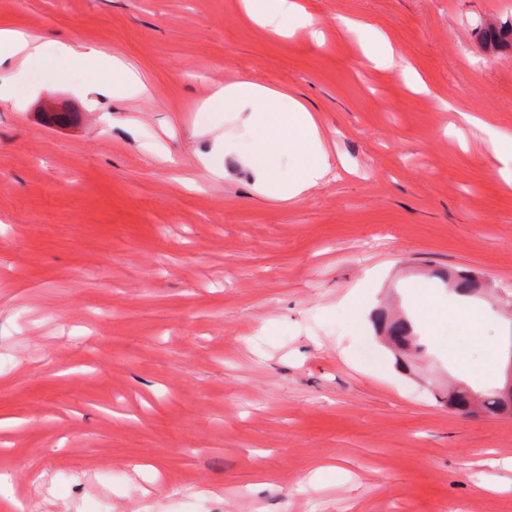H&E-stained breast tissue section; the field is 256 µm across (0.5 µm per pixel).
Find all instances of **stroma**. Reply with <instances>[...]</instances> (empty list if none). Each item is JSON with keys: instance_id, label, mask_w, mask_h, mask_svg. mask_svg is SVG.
<instances>
[{"instance_id": "stroma-1", "label": "stroma", "mask_w": 512, "mask_h": 512, "mask_svg": "<svg viewBox=\"0 0 512 512\" xmlns=\"http://www.w3.org/2000/svg\"><path fill=\"white\" fill-rule=\"evenodd\" d=\"M300 2L322 41L242 0H0V28L149 87L91 98L0 67V474L33 512H512V416L441 398L501 386L457 364L467 320L415 326L409 368L375 321L468 269L488 344L512 348V177L489 138H512V0ZM244 76L320 124L332 168L302 198L257 193L241 119L199 110ZM360 29L364 55L375 67L390 71L398 70L408 83L421 91L425 90V86L420 84L412 70L405 66L402 58L387 40L368 25H360Z\"/></svg>"}]
</instances>
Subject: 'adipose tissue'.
Returning <instances> with one entry per match:
<instances>
[{"instance_id": "adipose-tissue-1", "label": "adipose tissue", "mask_w": 512, "mask_h": 512, "mask_svg": "<svg viewBox=\"0 0 512 512\" xmlns=\"http://www.w3.org/2000/svg\"><path fill=\"white\" fill-rule=\"evenodd\" d=\"M249 13L274 31L307 28L310 16L297 0H246ZM360 39L365 57L375 67L401 71L408 83L416 78L391 46L370 26H362ZM11 63L19 71L38 68L54 81H69L73 72L86 76L84 94L109 93L125 96L142 93L145 83L120 59L103 54L92 46L65 44L34 37L17 30L0 29V65ZM204 112L246 113V125L264 129V137L247 144L241 160L254 174L259 193L279 200L297 199L320 185L331 170L329 154L319 126L310 109L300 100L245 78L215 89L200 106ZM297 159L289 170H281L280 154ZM410 298L420 320H427L430 307L440 313L462 316L471 324L475 344L483 342L481 314L466 305L447 306L434 301L424 286L413 287Z\"/></svg>"}]
</instances>
